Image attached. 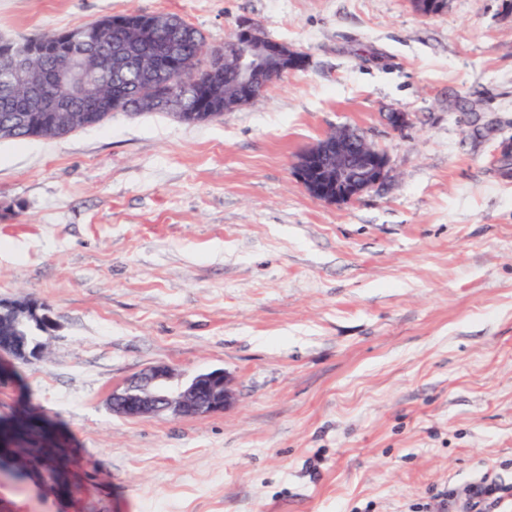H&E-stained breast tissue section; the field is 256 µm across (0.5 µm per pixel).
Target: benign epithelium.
<instances>
[{
    "instance_id": "obj_1",
    "label": "benign epithelium",
    "mask_w": 512,
    "mask_h": 512,
    "mask_svg": "<svg viewBox=\"0 0 512 512\" xmlns=\"http://www.w3.org/2000/svg\"><path fill=\"white\" fill-rule=\"evenodd\" d=\"M232 45L235 51L232 78L237 87L232 107L237 109L254 103L257 86L268 85L284 72L307 65V58L301 52L270 38L249 19L238 23ZM30 58L26 46L6 44L0 51V64L31 92L30 100L47 116L56 118L72 111L73 103L91 99L76 64L62 65L49 75L38 74L33 71ZM47 83L70 84L74 88L73 96L63 98L39 92ZM388 170L389 158L369 149L366 137L353 138L349 127L343 128L341 136L321 139L294 162L295 175L308 193L330 204H345L360 198L383 182ZM24 320L34 330L51 335L54 322L46 307L0 298V335L17 337L12 343H0V353L20 361L39 359L46 343L34 347L19 337L18 326ZM173 378V370L167 366L148 368L112 391V411L130 418L160 414L206 416L222 412L233 403L229 379L222 370L199 373L176 388L171 385Z\"/></svg>"
}]
</instances>
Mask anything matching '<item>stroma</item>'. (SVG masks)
I'll return each mask as SVG.
<instances>
[{"label": "stroma", "instance_id": "1", "mask_svg": "<svg viewBox=\"0 0 512 512\" xmlns=\"http://www.w3.org/2000/svg\"><path fill=\"white\" fill-rule=\"evenodd\" d=\"M124 10L214 46L250 18L308 62L219 121L0 139V298L57 323L0 419L67 472L0 473V512H456L440 493L512 482V0H0V36ZM345 125L390 176L323 203L293 163ZM155 365L224 370L235 402L113 413Z\"/></svg>", "mask_w": 512, "mask_h": 512}]
</instances>
